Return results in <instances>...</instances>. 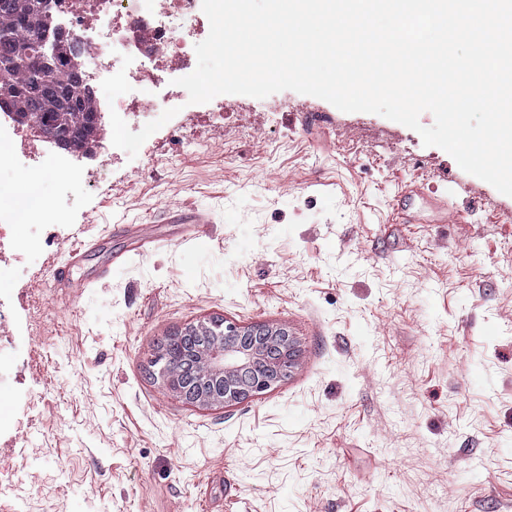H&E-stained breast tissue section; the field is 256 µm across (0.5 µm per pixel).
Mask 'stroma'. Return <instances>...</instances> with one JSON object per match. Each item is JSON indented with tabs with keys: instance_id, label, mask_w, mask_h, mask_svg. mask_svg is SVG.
I'll return each instance as SVG.
<instances>
[{
	"instance_id": "1",
	"label": "stroma",
	"mask_w": 512,
	"mask_h": 512,
	"mask_svg": "<svg viewBox=\"0 0 512 512\" xmlns=\"http://www.w3.org/2000/svg\"><path fill=\"white\" fill-rule=\"evenodd\" d=\"M153 73L166 106L125 148L25 139L58 211L0 245V512H512V197L381 115L285 90L216 126ZM87 237L115 262L52 288ZM214 317L288 327L298 369L184 405L148 363Z\"/></svg>"
}]
</instances>
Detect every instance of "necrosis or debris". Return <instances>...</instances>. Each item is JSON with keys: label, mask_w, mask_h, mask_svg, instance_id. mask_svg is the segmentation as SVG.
Here are the masks:
<instances>
[{"label": "necrosis or debris", "mask_w": 512, "mask_h": 512, "mask_svg": "<svg viewBox=\"0 0 512 512\" xmlns=\"http://www.w3.org/2000/svg\"><path fill=\"white\" fill-rule=\"evenodd\" d=\"M59 14L70 20L67 33L80 43L88 25L98 37L86 47L88 78L112 100V132L121 140L130 114L151 104L152 92L143 83L136 62L156 52L183 63L195 56L202 0H56Z\"/></svg>", "instance_id": "4bbe7bcc"}]
</instances>
